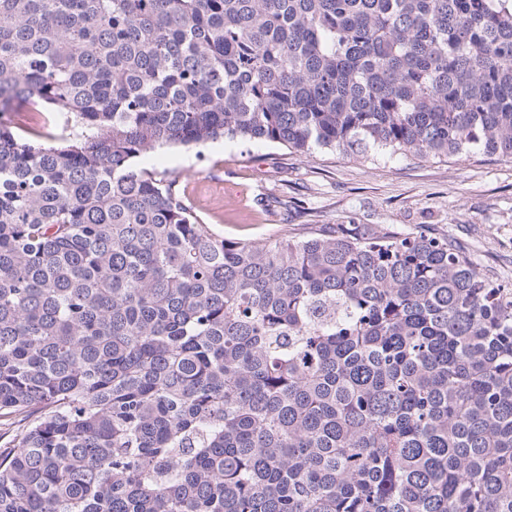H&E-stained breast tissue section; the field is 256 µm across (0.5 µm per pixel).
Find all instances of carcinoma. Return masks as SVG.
<instances>
[{"label":"carcinoma","instance_id":"1","mask_svg":"<svg viewBox=\"0 0 512 512\" xmlns=\"http://www.w3.org/2000/svg\"><path fill=\"white\" fill-rule=\"evenodd\" d=\"M219 140L512 158V0H0V512H512V288L215 234L139 160Z\"/></svg>","mask_w":512,"mask_h":512}]
</instances>
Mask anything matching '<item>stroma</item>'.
Segmentation results:
<instances>
[{
    "label": "stroma",
    "instance_id": "obj_1",
    "mask_svg": "<svg viewBox=\"0 0 512 512\" xmlns=\"http://www.w3.org/2000/svg\"><path fill=\"white\" fill-rule=\"evenodd\" d=\"M146 167L176 178L202 223L264 242L303 224H391L444 234L479 271L512 288V159L497 154L370 161L322 150L301 155L265 142L171 148Z\"/></svg>",
    "mask_w": 512,
    "mask_h": 512
}]
</instances>
